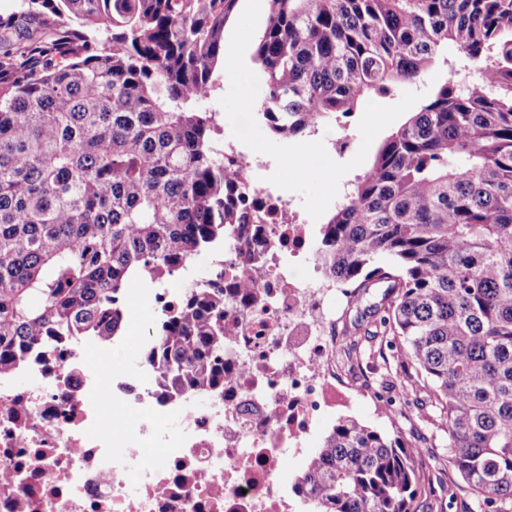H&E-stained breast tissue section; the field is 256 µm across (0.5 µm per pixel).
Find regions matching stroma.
Wrapping results in <instances>:
<instances>
[{
    "label": "stroma",
    "instance_id": "obj_1",
    "mask_svg": "<svg viewBox=\"0 0 512 512\" xmlns=\"http://www.w3.org/2000/svg\"><path fill=\"white\" fill-rule=\"evenodd\" d=\"M254 45H247L236 63L238 75L221 80L199 107L216 113L222 140L236 137V119L245 111H256L263 95L258 70L252 62ZM447 77L443 64L433 66L421 79L394 87L389 93L371 95L362 102L348 127H321L315 135L284 142L271 137L263 126H253L244 144L247 151L268 161L259 172L258 186L270 188L290 199L310 224L324 223L347 190L348 183L372 162L381 142L418 111ZM348 136L351 146L337 151L334 141ZM342 342L337 349L339 373L355 390L337 401V414L356 417L364 423L390 431L399 427L405 440L417 443L426 457L438 459L444 453L446 436L434 421V409L420 389L405 390L402 360L398 348L387 347L386 336L377 334L372 320L354 326L345 305H338ZM393 399H407V413L397 424L378 415L371 403L372 392Z\"/></svg>",
    "mask_w": 512,
    "mask_h": 512
}]
</instances>
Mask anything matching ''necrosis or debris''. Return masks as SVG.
<instances>
[{"mask_svg": "<svg viewBox=\"0 0 512 512\" xmlns=\"http://www.w3.org/2000/svg\"><path fill=\"white\" fill-rule=\"evenodd\" d=\"M261 221L209 252L211 280L254 291L224 301V381L170 394L156 365L104 377L88 343L0 377V512H302L281 471L336 408V300L318 263L317 225L289 200L255 193ZM185 277L145 297L157 320L183 300ZM178 419V430L166 422Z\"/></svg>", "mask_w": 512, "mask_h": 512, "instance_id": "necrosis-or-debris-1", "label": "necrosis or debris"}]
</instances>
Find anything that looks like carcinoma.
<instances>
[{
	"instance_id": "cac0c4a2",
	"label": "carcinoma",
	"mask_w": 512,
	"mask_h": 512,
	"mask_svg": "<svg viewBox=\"0 0 512 512\" xmlns=\"http://www.w3.org/2000/svg\"><path fill=\"white\" fill-rule=\"evenodd\" d=\"M240 0H23L0 16V376L51 344L121 335L130 286L249 223L217 148L224 28ZM255 122L277 140L449 78L379 147L321 224L336 282L393 294L381 325L448 434L470 512H512V0H269ZM224 288L163 319L150 362L173 390L224 372ZM339 416L299 475L305 512H417L414 442Z\"/></svg>"
}]
</instances>
